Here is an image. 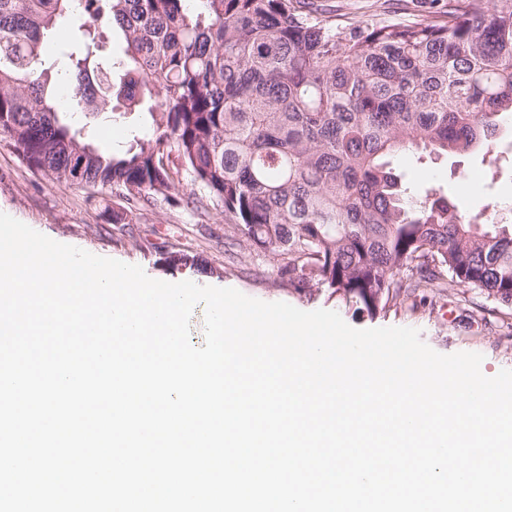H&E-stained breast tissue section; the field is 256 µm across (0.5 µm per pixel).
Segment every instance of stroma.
<instances>
[{"label": "stroma", "mask_w": 512, "mask_h": 512, "mask_svg": "<svg viewBox=\"0 0 512 512\" xmlns=\"http://www.w3.org/2000/svg\"><path fill=\"white\" fill-rule=\"evenodd\" d=\"M336 20L360 24L393 19L384 0H331ZM77 125L87 126L104 149L121 151L130 138L133 122H115L105 116L74 114ZM395 172L418 198L436 191L478 208L488 200L512 207V174L504 173L485 186L480 154L430 158L409 149L392 160ZM116 202L94 197L80 186H59L31 171L18 159L9 140L0 139V212L64 244L92 254L140 266L151 278L167 282L191 281L200 286L229 287L265 302L282 301L303 311L335 309L356 329L410 327L442 354H482L481 371L488 377L512 369V308L464 286L431 288L424 297L398 298L377 317L362 318L331 305L324 294H296L274 281L272 258H264L259 273L241 271L224 258V225L220 211H192L158 201L142 224L112 223L106 210ZM195 257V268H169L172 252Z\"/></svg>", "instance_id": "1"}]
</instances>
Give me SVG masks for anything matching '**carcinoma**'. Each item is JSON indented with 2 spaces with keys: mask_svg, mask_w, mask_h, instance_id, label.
Segmentation results:
<instances>
[{
  "mask_svg": "<svg viewBox=\"0 0 512 512\" xmlns=\"http://www.w3.org/2000/svg\"><path fill=\"white\" fill-rule=\"evenodd\" d=\"M0 0V136L53 184L126 202L163 199L229 217L243 259L376 317L402 295L463 284L512 307V222L444 197L409 199L402 149L484 151L512 118V0H448L439 15L342 25L314 0ZM78 20L61 62L58 20ZM120 31L124 56L102 59ZM68 83L92 115L147 111L152 134L120 153L57 110ZM201 193L174 195L182 175ZM75 34V26L72 21L68 20L65 24L57 25L55 29L50 31L45 42V52L48 59L57 58V49L62 44L73 38Z\"/></svg>",
  "mask_w": 512,
  "mask_h": 512,
  "instance_id": "carcinoma-1",
  "label": "carcinoma"
}]
</instances>
